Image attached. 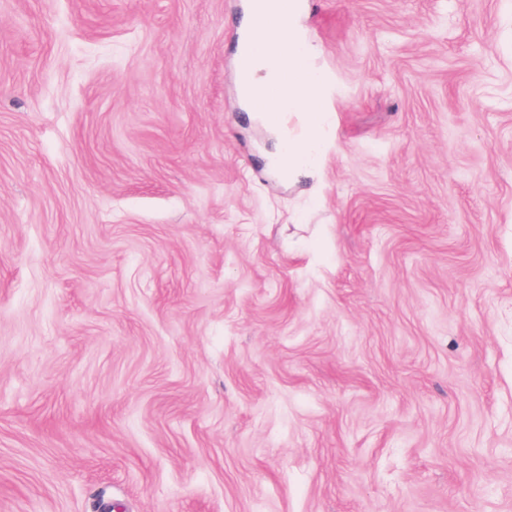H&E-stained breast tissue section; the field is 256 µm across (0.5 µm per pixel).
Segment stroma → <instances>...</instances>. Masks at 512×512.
Segmentation results:
<instances>
[{"mask_svg":"<svg viewBox=\"0 0 512 512\" xmlns=\"http://www.w3.org/2000/svg\"><path fill=\"white\" fill-rule=\"evenodd\" d=\"M248 2L0 0V512H512V0Z\"/></svg>","mask_w":512,"mask_h":512,"instance_id":"stroma-1","label":"stroma"}]
</instances>
